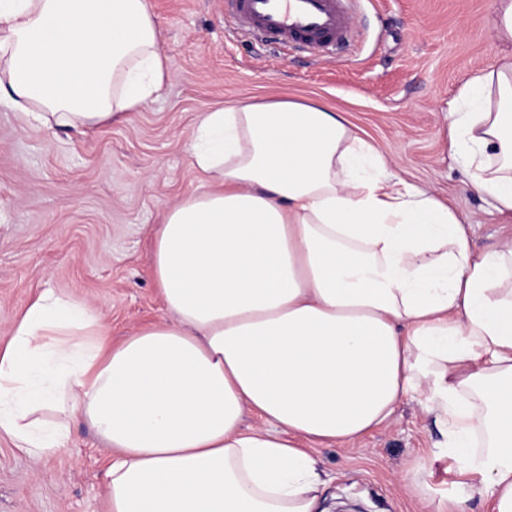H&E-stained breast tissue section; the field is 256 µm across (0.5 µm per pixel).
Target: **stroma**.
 Segmentation results:
<instances>
[{"instance_id":"obj_1","label":"stroma","mask_w":512,"mask_h":512,"mask_svg":"<svg viewBox=\"0 0 512 512\" xmlns=\"http://www.w3.org/2000/svg\"><path fill=\"white\" fill-rule=\"evenodd\" d=\"M161 33L160 97L118 122L39 130L0 109V337L47 288L95 305L113 342L159 321L150 239L199 183L188 143L202 112L236 102L319 100L343 112L394 174L473 215L478 250L512 237L468 187L448 145L447 111L467 76L500 54L495 0H360L351 47L319 57L275 49L224 24V0H149ZM69 445L34 459L0 437V512H106L110 456L76 419ZM417 398L353 445L315 449L325 512H427L400 477L418 462L432 498L461 476Z\"/></svg>"}]
</instances>
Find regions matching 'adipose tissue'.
I'll return each instance as SVG.
<instances>
[{
  "label": "adipose tissue",
  "instance_id": "obj_1",
  "mask_svg": "<svg viewBox=\"0 0 512 512\" xmlns=\"http://www.w3.org/2000/svg\"><path fill=\"white\" fill-rule=\"evenodd\" d=\"M498 63L462 83L448 142L512 214V0ZM164 82L148 0H0V109L100 125ZM197 189L154 235L165 316L113 343L43 290L0 345V435L42 458L73 418L111 450L107 512H322L308 444L355 442L422 398L465 481L429 512H512V239L476 251L443 200L391 180L320 103L201 113ZM262 427H241L245 411ZM478 478L479 491L468 480Z\"/></svg>",
  "mask_w": 512,
  "mask_h": 512
}]
</instances>
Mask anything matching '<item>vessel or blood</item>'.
<instances>
[{"label": "vessel or blood", "mask_w": 512, "mask_h": 512, "mask_svg": "<svg viewBox=\"0 0 512 512\" xmlns=\"http://www.w3.org/2000/svg\"><path fill=\"white\" fill-rule=\"evenodd\" d=\"M350 0H224L234 29L319 54L349 45Z\"/></svg>", "instance_id": "vessel-or-blood-1"}]
</instances>
